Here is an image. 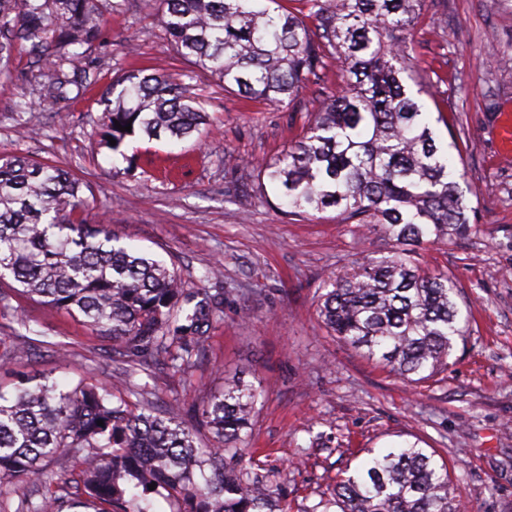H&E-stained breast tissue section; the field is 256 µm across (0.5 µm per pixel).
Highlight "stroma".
I'll use <instances>...</instances> for the list:
<instances>
[{
  "label": "stroma",
  "instance_id": "35a3bbf8",
  "mask_svg": "<svg viewBox=\"0 0 512 512\" xmlns=\"http://www.w3.org/2000/svg\"><path fill=\"white\" fill-rule=\"evenodd\" d=\"M143 0H110L107 35L93 53L98 81L78 99L46 110L22 79H0V153L55 163L81 184L90 221L111 225L122 244L173 264L190 286L212 266L224 317L205 355L185 375L139 374L156 406L204 405L237 377L261 391L250 446L262 473L287 488L289 512H321L346 469L367 449L419 441L461 491L465 512H512V153H504L488 95L512 106V0H426L409 35L426 73L427 111L442 113L437 140L465 133L462 188L477 235L423 245L422 265L448 273L467 325L448 368L413 384L330 336L318 289L364 254L383 253L381 230L338 211L289 215L257 189L258 163L303 134L309 112L335 93V67L310 77L298 100H244L181 57ZM183 74L209 116L200 140L126 138L120 153L100 140L107 88L128 71ZM29 336H51L66 357L38 352L0 369V389L46 374L62 383L104 380L112 342L80 318L24 297L13 302Z\"/></svg>",
  "mask_w": 512,
  "mask_h": 512
}]
</instances>
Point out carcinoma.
I'll return each mask as SVG.
<instances>
[{
  "instance_id": "cac0c4a2",
  "label": "carcinoma",
  "mask_w": 512,
  "mask_h": 512,
  "mask_svg": "<svg viewBox=\"0 0 512 512\" xmlns=\"http://www.w3.org/2000/svg\"><path fill=\"white\" fill-rule=\"evenodd\" d=\"M108 0H0V78L12 76L17 47L30 58L26 81L51 108L81 94L96 72L91 54L106 29ZM144 0L161 9L166 41L224 88L270 105L295 101L312 75L336 64L340 90L323 99L288 152L258 164L293 214L339 211L374 224L389 250L366 255L323 281L319 315L345 345L411 383L448 369L465 336L455 283L429 271L413 247L453 245L477 232L454 168L438 145L407 36L425 0ZM101 137L114 152L140 133L183 141L201 134L208 115L184 83L167 74L126 75ZM131 126L121 131L115 124ZM116 145H110V140ZM64 168L21 154H0V339L5 367L34 351L12 305L38 296L100 336L127 368L115 379L62 387L28 380L0 390V485L12 487L14 512H144L139 501L167 492L187 512H288L281 484L260 474L251 449L260 395L242 378L224 383L201 410L156 411L133 376L154 364L186 374L205 354L223 314L224 289L188 288L156 256L119 244L111 226L90 225L88 199ZM103 425H97V421ZM211 435L195 445L196 426ZM65 455L80 468L69 478L47 467ZM154 490H149L151 483ZM339 512H463L446 466L417 442L370 449L336 482Z\"/></svg>"
}]
</instances>
